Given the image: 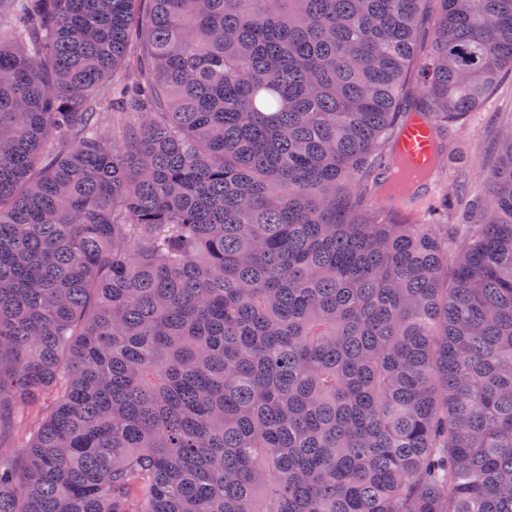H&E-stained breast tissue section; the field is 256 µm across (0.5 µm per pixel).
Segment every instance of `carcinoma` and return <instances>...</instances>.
<instances>
[{
  "label": "carcinoma",
  "mask_w": 512,
  "mask_h": 512,
  "mask_svg": "<svg viewBox=\"0 0 512 512\" xmlns=\"http://www.w3.org/2000/svg\"><path fill=\"white\" fill-rule=\"evenodd\" d=\"M422 2L9 0L0 512H512V131L460 241L351 205L512 70L437 0L402 111ZM432 127L428 119L406 128L400 137L399 143L411 167L433 166L434 160L431 152L428 133Z\"/></svg>",
  "instance_id": "obj_1"
}]
</instances>
